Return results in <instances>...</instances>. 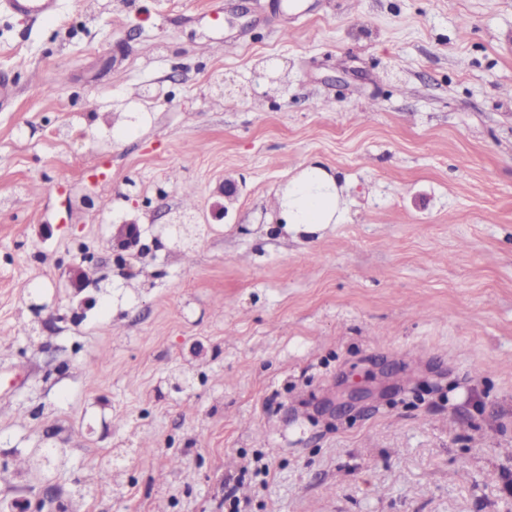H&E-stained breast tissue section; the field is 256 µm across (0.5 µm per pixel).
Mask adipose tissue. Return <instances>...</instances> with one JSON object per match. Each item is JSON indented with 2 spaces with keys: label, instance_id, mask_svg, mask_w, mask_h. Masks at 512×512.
Listing matches in <instances>:
<instances>
[{
  "label": "adipose tissue",
  "instance_id": "1",
  "mask_svg": "<svg viewBox=\"0 0 512 512\" xmlns=\"http://www.w3.org/2000/svg\"><path fill=\"white\" fill-rule=\"evenodd\" d=\"M281 205L289 224L308 232L323 224L339 223L343 212L335 175L316 162L289 183Z\"/></svg>",
  "mask_w": 512,
  "mask_h": 512
}]
</instances>
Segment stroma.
I'll list each match as a JSON object with an SVG mask.
<instances>
[{
  "label": "stroma",
  "mask_w": 512,
  "mask_h": 512,
  "mask_svg": "<svg viewBox=\"0 0 512 512\" xmlns=\"http://www.w3.org/2000/svg\"><path fill=\"white\" fill-rule=\"evenodd\" d=\"M1 74L0 502L512 512V0H60L0 11ZM314 159L345 216L304 234ZM186 186L127 276L113 224ZM59 0H1L0 10L36 22L57 14ZM288 224L315 232L322 224L340 223L343 200L336 175L310 163L288 188L281 202ZM56 460V453L52 448H38L35 456L28 460H21L17 464L21 472L37 475L41 472L49 471Z\"/></svg>",
  "instance_id": "stroma-1"
}]
</instances>
